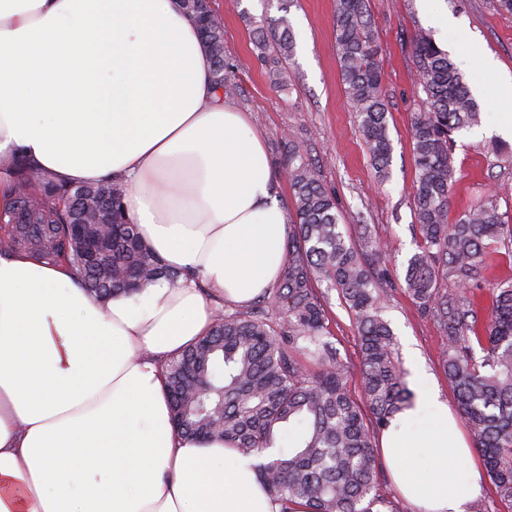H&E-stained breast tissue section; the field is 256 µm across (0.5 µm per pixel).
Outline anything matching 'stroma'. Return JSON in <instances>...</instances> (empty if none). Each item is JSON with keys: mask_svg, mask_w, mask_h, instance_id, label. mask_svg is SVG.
<instances>
[{"mask_svg": "<svg viewBox=\"0 0 512 512\" xmlns=\"http://www.w3.org/2000/svg\"><path fill=\"white\" fill-rule=\"evenodd\" d=\"M210 3L224 27V54L238 68L239 93L234 103L265 134L282 204L293 205L282 169L281 140L286 137L315 163L323 184L335 193L347 232L357 238L368 230L384 242L394 290L384 301L383 316L395 334L401 366L407 371L416 364L423 366L441 398L453 402L440 359L442 333L403 291L407 261L420 242L413 226L415 165L410 124L424 97L415 85V61L408 40L422 30L445 48L480 105L479 125L455 136L456 182L449 220H456L490 189L498 193L500 210L512 214V161H505L496 151L503 144L512 148V136L495 133L504 112L502 93L512 88V10L502 7L501 0H444L448 33L443 36L431 25L420 0H369L393 147L390 176L381 183L339 77L336 0H293L288 18L296 39L294 81L282 91L271 87L251 43L253 22L267 14L277 15L275 0ZM330 330L351 373H358L357 332L335 297L330 300Z\"/></svg>", "mask_w": 512, "mask_h": 512, "instance_id": "35a3bbf8", "label": "stroma"}]
</instances>
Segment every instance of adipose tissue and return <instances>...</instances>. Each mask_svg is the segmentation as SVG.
Segmentation results:
<instances>
[{"label": "adipose tissue", "mask_w": 512, "mask_h": 512, "mask_svg": "<svg viewBox=\"0 0 512 512\" xmlns=\"http://www.w3.org/2000/svg\"><path fill=\"white\" fill-rule=\"evenodd\" d=\"M68 185L122 178L170 269L91 299L66 264L0 252V512H275L254 461L178 436L164 362L285 262L288 210L261 132L211 79L179 0H0V210L16 160ZM421 437L383 431L413 512H469L482 474L426 372Z\"/></svg>", "instance_id": "ef3b65f1"}]
</instances>
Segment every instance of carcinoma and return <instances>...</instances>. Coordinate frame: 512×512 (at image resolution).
I'll return each instance as SVG.
<instances>
[{
    "label": "carcinoma",
    "instance_id": "1",
    "mask_svg": "<svg viewBox=\"0 0 512 512\" xmlns=\"http://www.w3.org/2000/svg\"><path fill=\"white\" fill-rule=\"evenodd\" d=\"M196 19L224 97L237 94L236 66L224 55V27L210 0H180ZM279 17H265L253 33V55L270 84L285 87L296 42L288 0ZM335 40L344 92L380 180L389 174L392 141L369 0H336ZM416 82L426 95L410 127L416 177L414 217L421 244L408 260L404 292L438 324L442 366L461 417L473 432L488 476L512 512V280L489 285V305L470 281L488 257H512V216L491 192L448 223L455 182L453 135L475 126L478 105L462 73L424 31L410 40ZM293 194L295 223L276 287L245 308H219L208 335L167 364L175 428L200 440L215 435L245 456L259 458L256 474L278 512H383L375 436L412 405L414 393L395 357L394 339L380 304L393 292L382 249L369 235L355 240L340 224L336 197L301 149L281 137ZM14 197L1 217L12 224L0 249L63 262L89 294L104 300L132 295L160 279L177 286L168 269L125 221L124 185L73 186L39 181L30 204L31 168L20 162ZM112 189V238L103 245V269L88 273L73 243L72 212L62 205L76 192ZM452 280L458 287L444 288ZM335 290L356 327L361 368L353 385L329 329Z\"/></svg>",
    "mask_w": 512,
    "mask_h": 512
}]
</instances>
